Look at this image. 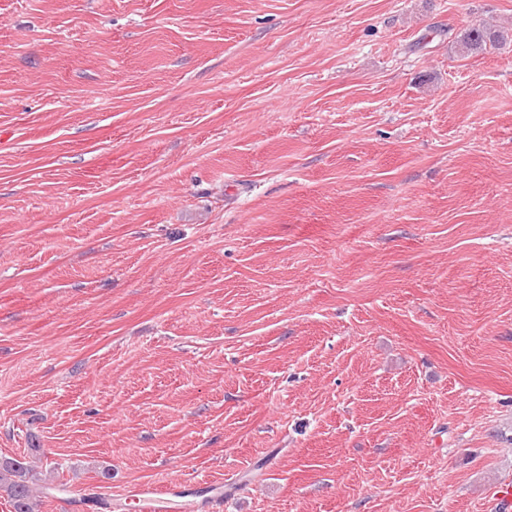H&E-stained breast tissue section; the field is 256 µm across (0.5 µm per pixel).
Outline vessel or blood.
<instances>
[{
	"label": "vessel or blood",
	"instance_id": "b4317fda",
	"mask_svg": "<svg viewBox=\"0 0 512 512\" xmlns=\"http://www.w3.org/2000/svg\"><path fill=\"white\" fill-rule=\"evenodd\" d=\"M234 491L230 483L190 481L157 492L154 487L142 486L127 492L139 512H223L224 501Z\"/></svg>",
	"mask_w": 512,
	"mask_h": 512
}]
</instances>
